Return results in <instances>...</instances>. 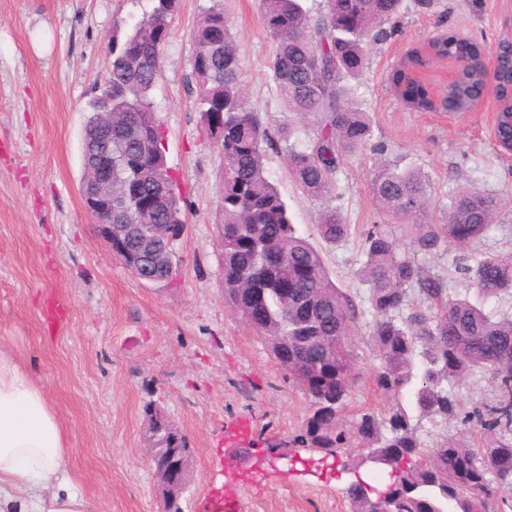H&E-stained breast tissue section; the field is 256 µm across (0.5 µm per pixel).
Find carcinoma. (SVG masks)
I'll list each match as a JSON object with an SVG mask.
<instances>
[{"instance_id":"1","label":"carcinoma","mask_w":512,"mask_h":512,"mask_svg":"<svg viewBox=\"0 0 512 512\" xmlns=\"http://www.w3.org/2000/svg\"><path fill=\"white\" fill-rule=\"evenodd\" d=\"M401 0H325L312 16L302 0H259L274 51L271 79L286 110L311 120L314 137L292 143L285 155L293 181L311 197L336 189L345 157L365 149L371 136L367 113L358 110L342 84L368 64V43L385 41ZM176 0H155L152 12L124 39L112 38V60L100 96L90 104L86 126L101 124L104 96L112 95V223L131 224L129 249L153 245L167 267L179 263L175 248L154 238L155 224L183 223L182 196L167 164L164 132L151 110L150 94L161 75ZM191 92L200 124L217 149L221 241L219 268L224 298L242 318L261 304L266 319L253 328L289 377L305 388L311 410L299 440L348 458L351 437L367 453L360 463L396 469L404 512H512V319H499L486 304L512 297V255L453 259L455 272L477 290L482 303L465 295L447 297L446 283L429 273L423 259L454 242L466 250L494 223L501 199L494 193L458 188L448 218H428L427 184L420 171L377 169L373 197L387 224L361 232V262L355 276L366 286L362 299L371 319L366 331L378 364L374 383L398 398L408 394L421 418L457 415L448 385L475 370L490 373L493 402L464 413L467 424L492 436L484 448L445 439L421 451L417 425L402 407L364 412L352 428L342 419L357 381L351 328L362 315L355 300L333 281L320 250L292 224L288 207L266 167L271 131L243 97L239 49L223 8L204 10L191 32ZM456 55L450 35L411 54L397 69L403 103L425 111L430 93L403 71L422 69ZM482 74L469 67L448 87V100L464 102L478 92ZM351 225L336 206L322 210L315 236L326 245L346 239ZM307 278L285 296L280 283L294 269ZM288 343V356L277 344ZM357 512H374L358 484L347 490Z\"/></svg>"}]
</instances>
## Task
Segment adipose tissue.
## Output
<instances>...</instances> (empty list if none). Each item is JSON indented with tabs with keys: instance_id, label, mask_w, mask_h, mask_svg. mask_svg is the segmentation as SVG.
I'll return each mask as SVG.
<instances>
[{
	"instance_id": "1",
	"label": "adipose tissue",
	"mask_w": 512,
	"mask_h": 512,
	"mask_svg": "<svg viewBox=\"0 0 512 512\" xmlns=\"http://www.w3.org/2000/svg\"><path fill=\"white\" fill-rule=\"evenodd\" d=\"M69 452L44 388L0 350V512H94L66 474Z\"/></svg>"
}]
</instances>
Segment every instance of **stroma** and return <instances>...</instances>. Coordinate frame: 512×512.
I'll use <instances>...</instances> for the list:
<instances>
[{
  "label": "stroma",
  "instance_id": "35a3bbf8",
  "mask_svg": "<svg viewBox=\"0 0 512 512\" xmlns=\"http://www.w3.org/2000/svg\"><path fill=\"white\" fill-rule=\"evenodd\" d=\"M214 1L178 0L151 95L185 215L175 245L178 281L159 287L107 252L78 191L88 106L104 87L112 37L149 14L154 0H0V347L44 387L69 438V473L96 512H162L147 462L150 406L193 452L183 512H213L228 498L237 512H354L345 494L351 474L298 440L308 396L224 300L215 224L220 159L188 88L189 35ZM218 1L239 45L247 106L265 125L292 124L295 139L308 140L311 126L284 110L270 77L273 43L257 0ZM435 33L488 52L512 40V0H402L394 34L367 47L369 64L356 85L371 137L345 160L337 195H305L288 174L283 148L267 153L268 173L302 234L313 233L329 204L355 227L323 254L336 284L358 300L359 232L384 221L372 194L378 148L389 165L420 170L434 219H444L457 187L499 194L497 222L472 250L512 253V162L500 159L489 137L492 103L415 112L395 92L402 57ZM352 334L358 381L346 399L349 421L396 405L372 384L376 362L365 324ZM242 420L251 434L244 460L231 467L225 434ZM418 436L427 452L448 437L484 444L479 429L456 417L420 420Z\"/></svg>",
  "mask_w": 512,
  "mask_h": 512
}]
</instances>
